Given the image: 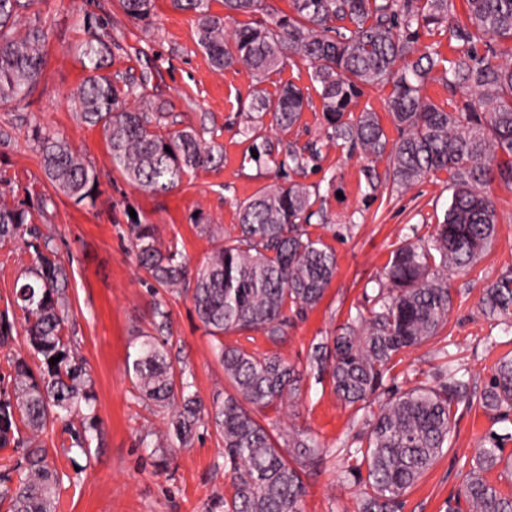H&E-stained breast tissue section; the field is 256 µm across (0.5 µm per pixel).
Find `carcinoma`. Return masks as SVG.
Masks as SVG:
<instances>
[{
  "label": "carcinoma",
  "instance_id": "1",
  "mask_svg": "<svg viewBox=\"0 0 512 512\" xmlns=\"http://www.w3.org/2000/svg\"><path fill=\"white\" fill-rule=\"evenodd\" d=\"M29 2L0 0V105L29 104L44 71L41 24L18 33ZM465 2L462 22L452 0H289L287 12L271 9L267 0H224L227 17L249 16L228 27L211 13L210 0H171L175 9L194 14L197 45L215 69L242 64L251 71L255 89L239 134L258 153L255 163L271 164L288 178L246 200L235 235L193 269L178 243L158 241L154 225L138 219L129 224L139 268L151 287L191 297L216 340L214 355L232 388L213 396L211 409L203 406L193 374L175 368L169 358L170 311L163 301L155 302L151 330L141 334L128 371L140 400L168 410L165 442L155 447L189 448L201 426L212 427L222 440L233 493L207 512H302V474L332 449L296 427L275 433L256 413L294 406L307 373L320 380L328 376L348 406L361 410L378 402V412L362 418L360 445L346 448L361 456V464L342 471L343 481L368 487L359 512H399L405 493L443 454L454 409L473 404L469 382L451 361L437 368L432 381L408 389L391 377L403 350L427 343L447 324L453 304L448 272L472 269L494 243L496 209L483 188L496 179L512 185V58L492 48L483 56L470 49L486 37L512 41V0ZM118 3L137 21L149 19L155 9V0ZM83 24L86 38L76 53L87 76L73 101L83 122L101 127L112 170L144 192L166 194L190 174L224 163V146L205 138L208 129L167 130V113L149 91L152 71L138 77L108 71L119 44L107 39L102 19L87 14ZM431 26L461 46L455 58L433 47L418 48L419 30ZM295 58L307 66L320 97L325 141L387 156L393 191L439 171L448 174L451 191L442 223L428 239L405 241L391 252L376 288L364 293L368 311L356 309L340 334L311 345L302 369L276 350L257 355L224 343L226 334L256 332L281 345L290 317L314 310L336 275L334 249L305 228L315 217L324 219L323 210L315 208L318 193L295 180L317 163L320 146L315 141L300 147L286 139L310 106V93L292 82L273 93L261 87ZM433 72L449 89L471 92L461 111L448 112L423 96ZM372 87L391 88L386 109L399 133L392 143L377 113H352ZM29 138L54 190L77 204L96 199L98 175L66 138L37 125ZM50 203L52 198L42 197L35 211L25 201L0 203V246L15 244L32 253L14 292L22 316L15 321L0 312V344L8 343L19 321L31 355L43 364L36 375L17 355L10 380L0 377V448L21 451L23 466L13 486L9 475H0V505L7 504V512H57L62 476L41 440L56 422L64 424L70 447L85 456L98 434L93 383L70 334L67 274L52 239L35 223ZM479 309L512 330V270L485 289ZM479 404L499 412V421H509L512 357L495 364ZM507 438L495 433L484 441L448 498L447 512H512V494L489 479L495 470L502 477L512 474V459L501 448Z\"/></svg>",
  "mask_w": 512,
  "mask_h": 512
}]
</instances>
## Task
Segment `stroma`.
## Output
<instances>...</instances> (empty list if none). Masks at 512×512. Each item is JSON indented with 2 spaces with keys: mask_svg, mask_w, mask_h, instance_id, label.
I'll use <instances>...</instances> for the list:
<instances>
[{
  "mask_svg": "<svg viewBox=\"0 0 512 512\" xmlns=\"http://www.w3.org/2000/svg\"><path fill=\"white\" fill-rule=\"evenodd\" d=\"M89 12L105 19L118 44L111 72L140 74L141 57L150 58L160 75L157 94L166 111L179 125L214 132L224 146L222 166L198 171L161 195L142 192L113 171L100 127L83 123L69 102L86 75L75 47L85 37L83 17ZM28 14L48 33L45 71L29 106H0V125L15 127L11 144L0 146V171L7 177L0 184V203L26 199L35 205L44 195L53 199L39 225L53 237L69 276L70 325L93 381L99 417L92 457L69 452L70 437L62 428L46 439L56 467L71 477L61 488L59 512H206L213 501L233 492V477L214 430L198 429L189 448L142 443L146 431L165 428L167 413L137 399L128 372V353L138 334L151 328L155 296L134 260L126 214L136 212L154 225L162 242L177 241L193 267L216 246L195 228V214L233 232L240 204L278 180L274 168L247 160L249 143L238 133L239 113L252 99V75L242 66L214 69L196 44L192 14L176 10L170 0H156L146 21L128 18L117 0H31ZM35 125L63 134L96 169L100 194L95 202L77 204L54 192L29 141L28 131ZM387 168V158L351 155L327 144L317 168L303 175V183L318 186L327 216L326 223L307 230L334 249L337 271L319 306L289 327L279 348L288 362L305 366L313 341L340 333L351 310L365 307L364 291L382 275L391 252L408 237H429L443 217L450 197L446 173L428 176L398 194L385 184L368 182V170L382 176ZM488 192L498 216L495 242L476 267L449 274L453 307L448 322L431 341L398 355L393 373L402 387L425 380L446 352L480 388L496 361L512 355V332H503L477 309L483 289L512 269V186L496 181ZM167 304L170 358L194 374L199 397L211 405L213 395L228 387L214 341L189 297L171 296ZM258 419L279 431L290 426L307 430L333 450L303 477V512H358L363 488L342 482L341 474L356 464L344 447L361 432V416L337 398L329 382L306 375L301 397L289 413L268 408ZM505 431L496 413L477 404L459 408L447 448L404 496L402 512H446L448 498L465 479L483 437Z\"/></svg>",
  "mask_w": 512,
  "mask_h": 512,
  "instance_id": "1",
  "label": "stroma"
}]
</instances>
